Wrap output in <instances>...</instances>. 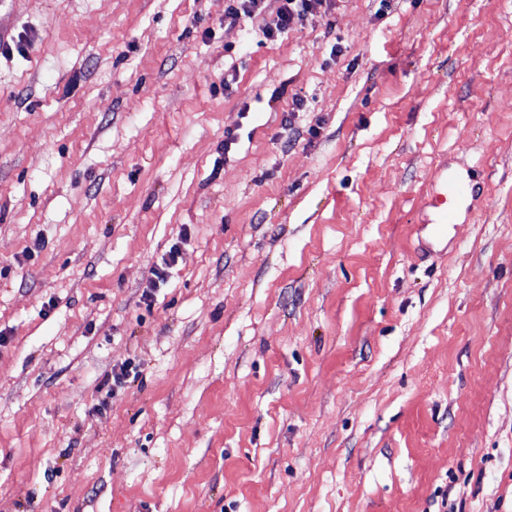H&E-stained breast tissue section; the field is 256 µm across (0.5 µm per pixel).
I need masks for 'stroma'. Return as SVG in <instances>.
<instances>
[{
	"instance_id": "stroma-1",
	"label": "stroma",
	"mask_w": 512,
	"mask_h": 512,
	"mask_svg": "<svg viewBox=\"0 0 512 512\" xmlns=\"http://www.w3.org/2000/svg\"><path fill=\"white\" fill-rule=\"evenodd\" d=\"M224 7L0 0V512H512V0ZM224 14L233 19L242 17L253 18L262 14L269 7L271 0H227ZM325 0H273L276 4L272 14L273 20L265 23L260 31L264 40L260 43L276 42L288 30L304 22L309 14L323 5ZM451 183V200L448 203V176L446 178V197L443 198V207L440 211V223L436 227L435 238L442 241L443 224H453L459 205L466 203L473 196V187L468 179L462 176H455L450 180ZM447 204V205H446ZM138 375V366L133 361L129 360L124 363L118 371H112V378H108L103 382V387H107L106 395L108 397L113 396L116 389L122 388L131 378L135 379Z\"/></svg>"
}]
</instances>
